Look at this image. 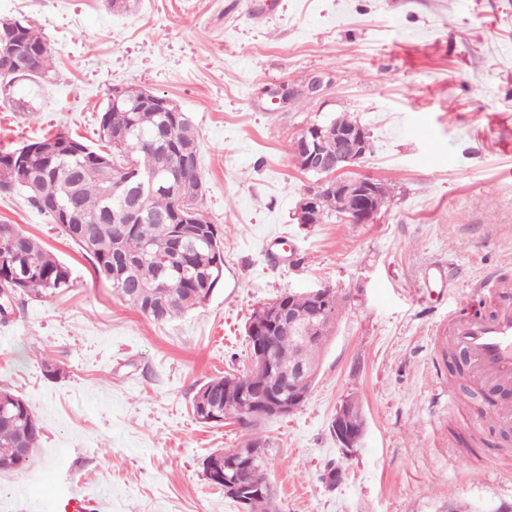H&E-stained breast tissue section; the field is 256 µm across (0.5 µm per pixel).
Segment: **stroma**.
<instances>
[{
    "instance_id": "1",
    "label": "stroma",
    "mask_w": 512,
    "mask_h": 512,
    "mask_svg": "<svg viewBox=\"0 0 512 512\" xmlns=\"http://www.w3.org/2000/svg\"><path fill=\"white\" fill-rule=\"evenodd\" d=\"M54 51L48 80L0 90V152L63 132L97 147L112 87H143L187 112L201 143L203 214L224 276L165 323L113 295L92 263L20 190L14 224L66 263L73 288L0 315V388L43 426L27 468L0 472V512H240L207 482L218 449L261 440L281 512H498L512 504V445L479 426L481 398L452 403L448 318L479 313L490 271L512 279V0H0ZM314 100L273 101L313 75ZM350 114L373 151L354 173L388 183L370 224H299L312 184L289 142ZM325 286L346 296L304 405L245 433L204 424L192 400L250 365L245 325L261 304ZM60 365L57 379L45 363ZM358 401L356 448L331 432ZM343 477L328 488V465Z\"/></svg>"
}]
</instances>
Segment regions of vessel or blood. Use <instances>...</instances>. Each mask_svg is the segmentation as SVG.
Masks as SVG:
<instances>
[{"label":"vessel or blood","instance_id":"vessel-or-blood-1","mask_svg":"<svg viewBox=\"0 0 512 512\" xmlns=\"http://www.w3.org/2000/svg\"><path fill=\"white\" fill-rule=\"evenodd\" d=\"M479 285L497 291L498 303L485 315L450 318L447 342L464 356L472 385L494 396L488 421L495 425L512 420V283L492 273Z\"/></svg>","mask_w":512,"mask_h":512}]
</instances>
